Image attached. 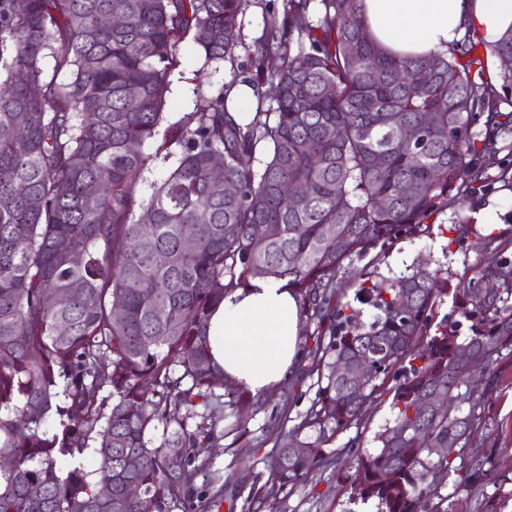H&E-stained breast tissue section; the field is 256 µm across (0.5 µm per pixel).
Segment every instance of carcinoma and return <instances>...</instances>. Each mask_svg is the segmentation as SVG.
<instances>
[{"label": "carcinoma", "mask_w": 512, "mask_h": 512, "mask_svg": "<svg viewBox=\"0 0 512 512\" xmlns=\"http://www.w3.org/2000/svg\"><path fill=\"white\" fill-rule=\"evenodd\" d=\"M247 2L0 0V512L206 509L196 478L211 461L199 449L234 447L262 406L224 384L209 319L226 295L265 277L288 279L305 325L284 389L306 383L314 397L277 441L261 502L331 465L336 436L360 426L388 383L393 419L379 447L346 451L350 498L425 512L453 482L482 496V512H498L502 493L487 492L496 449L472 447L494 400L467 388L459 350L499 377L512 357V290L451 288L439 269L382 287L354 259L423 232L451 191H476L509 148L512 31L493 45L467 39L448 54L397 59L368 36L356 0H319L315 20L313 0H286L244 77L275 85L273 111L238 120L221 92L163 126L180 42L190 38L208 63L224 60ZM112 15L126 25L101 23ZM486 55L499 61L498 89L485 80ZM394 116L424 129L422 140L408 144ZM154 161L168 170L146 194ZM293 184L305 192L288 205ZM348 280L357 281L351 300ZM448 298L452 325L439 317ZM339 360L370 370L342 380ZM436 392L446 395L441 411L425 407ZM453 446L471 448L461 474L430 453Z\"/></svg>", "instance_id": "obj_1"}]
</instances>
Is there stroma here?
<instances>
[{"label":"stroma","mask_w":512,"mask_h":512,"mask_svg":"<svg viewBox=\"0 0 512 512\" xmlns=\"http://www.w3.org/2000/svg\"><path fill=\"white\" fill-rule=\"evenodd\" d=\"M284 3L285 0H249L241 18L237 46L221 63L206 64L196 45L188 40L182 42L164 107L165 123L177 122L184 113L195 111L202 98L215 96L249 65L253 45L262 35L266 21L273 15L282 16ZM497 173V168L487 169L477 193L450 194L447 204L428 218V233L399 240L380 261L366 257L356 261V268L371 273L373 281L378 282L396 277L418 262L430 270H447L450 283L456 285L469 283L479 269L489 267L495 271L490 287L512 289V191L496 182ZM491 201L497 207V222L491 228L479 224V232L488 233L490 243L477 251L465 239L461 221H476L480 209ZM493 397L494 408L482 433L496 440L497 469L507 477L506 487L512 490V362L503 366ZM262 400V409L248 424L244 447L229 452L221 448L205 451L211 467L197 483L219 496L209 512H254L255 493L269 477L266 460L274 451L280 429H292L310 405L309 397L293 399L279 386L263 395ZM392 418L390 398L381 396L367 407L360 427L337 437L336 449L351 442L360 451H375L376 435ZM345 465V459H338L330 467L314 472L312 483L287 488L280 496L277 512H377L372 501L350 504L342 479Z\"/></svg>","instance_id":"1"}]
</instances>
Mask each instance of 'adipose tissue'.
I'll use <instances>...</instances> for the list:
<instances>
[{
  "label": "adipose tissue",
  "instance_id": "obj_1",
  "mask_svg": "<svg viewBox=\"0 0 512 512\" xmlns=\"http://www.w3.org/2000/svg\"><path fill=\"white\" fill-rule=\"evenodd\" d=\"M356 6L370 38L396 58L450 52L468 32L492 44L512 31V0H357ZM300 324L286 279L251 280L212 314L211 354L231 382L266 394L296 364Z\"/></svg>",
  "mask_w": 512,
  "mask_h": 512
}]
</instances>
